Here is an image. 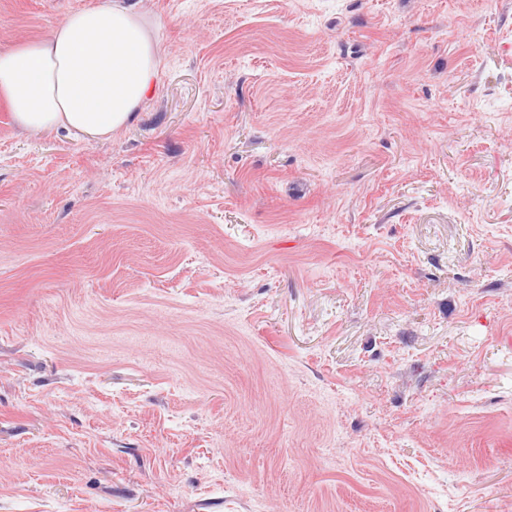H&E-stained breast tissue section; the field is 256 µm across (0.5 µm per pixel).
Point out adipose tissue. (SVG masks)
Wrapping results in <instances>:
<instances>
[{
	"mask_svg": "<svg viewBox=\"0 0 512 512\" xmlns=\"http://www.w3.org/2000/svg\"><path fill=\"white\" fill-rule=\"evenodd\" d=\"M159 80L150 26L122 0H99L68 14L48 38L0 51V104L33 134L108 138Z\"/></svg>",
	"mask_w": 512,
	"mask_h": 512,
	"instance_id": "obj_1",
	"label": "adipose tissue"
}]
</instances>
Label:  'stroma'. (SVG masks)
Instances as JSON below:
<instances>
[{"instance_id":"obj_1","label":"stroma","mask_w":512,"mask_h":512,"mask_svg":"<svg viewBox=\"0 0 512 512\" xmlns=\"http://www.w3.org/2000/svg\"><path fill=\"white\" fill-rule=\"evenodd\" d=\"M125 2L129 125L0 106V512H512V0Z\"/></svg>"}]
</instances>
